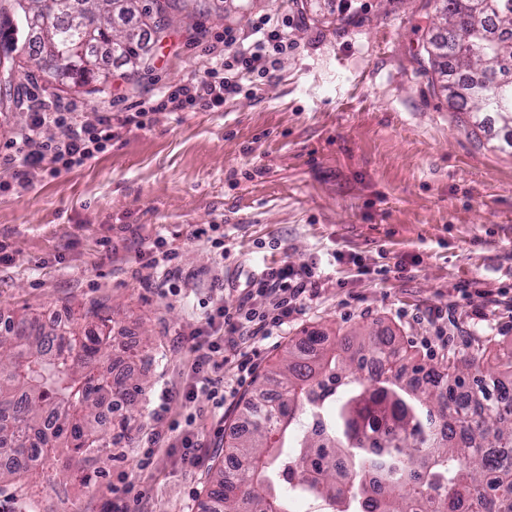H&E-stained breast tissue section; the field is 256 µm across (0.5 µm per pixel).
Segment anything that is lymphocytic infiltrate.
<instances>
[{"mask_svg":"<svg viewBox=\"0 0 512 512\" xmlns=\"http://www.w3.org/2000/svg\"><path fill=\"white\" fill-rule=\"evenodd\" d=\"M252 32L256 39L248 44L235 32L225 31V60L156 100L140 102L137 111L123 117V124L144 128L152 114L181 112L198 105L221 111L226 99L240 92L242 75L265 74L271 54L288 50V33L283 24L265 18L253 26ZM47 126L56 127L55 136L44 137ZM113 136L111 113H103L96 123L88 124L77 119L70 105H49L34 98L28 105L24 131L12 141L9 153L0 157V165L23 172L40 168L54 174L83 165L103 153ZM317 286L315 266H267L248 278L245 299L237 307L218 306L207 312L202 326L183 335L198 353L190 384L183 394L184 402H193L203 387L208 389L216 408H223L224 391L212 377L219 365L212 356L223 351L225 336L272 335L274 329L287 324L299 298L313 293Z\"/></svg>","mask_w":512,"mask_h":512,"instance_id":"1","label":"lymphocytic infiltrate"}]
</instances>
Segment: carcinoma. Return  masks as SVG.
Masks as SVG:
<instances>
[{"label": "carcinoma", "mask_w": 512, "mask_h": 512, "mask_svg": "<svg viewBox=\"0 0 512 512\" xmlns=\"http://www.w3.org/2000/svg\"><path fill=\"white\" fill-rule=\"evenodd\" d=\"M0 0V57L29 58L59 80L57 59L84 42L77 62L88 82L106 84L93 47L104 44L121 65L138 69L142 39L119 40L137 16L165 30L171 11L188 0ZM442 0L444 55L465 77L440 88L449 106L473 130L494 131L512 149V0ZM52 14L51 30H37L29 17ZM99 304L84 318L81 335L62 326L32 333L10 324L0 331V482L33 472L46 449L65 447L90 459L126 438L123 424L108 427L98 416L112 397L133 406L142 377L112 379L104 350L111 322ZM346 350L308 336L312 348L288 349L265 372L259 395L244 407L246 435L224 444L233 471L218 470L211 496L217 512H293V498H306L316 512H512V362L508 375L468 377L476 359L415 367V381L402 380L405 351L376 330L354 335ZM376 362L372 383L363 372ZM391 428L364 427L372 412Z\"/></svg>", "instance_id": "1"}]
</instances>
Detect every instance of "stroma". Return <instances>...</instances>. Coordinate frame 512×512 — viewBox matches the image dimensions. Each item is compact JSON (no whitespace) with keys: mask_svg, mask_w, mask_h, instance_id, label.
Returning a JSON list of instances; mask_svg holds the SVG:
<instances>
[{"mask_svg":"<svg viewBox=\"0 0 512 512\" xmlns=\"http://www.w3.org/2000/svg\"><path fill=\"white\" fill-rule=\"evenodd\" d=\"M321 6L316 14L299 0H190L166 36L150 40L147 68L113 67L100 91L48 87L30 64L15 76L0 153L26 122L27 97L71 105L93 124L193 79L225 29L246 36L258 18L285 16L294 44L266 77L244 78L221 111L160 112L146 128L117 127L105 153L54 176L28 171L21 185L0 169V243L12 257L0 265V316L27 311L49 323L108 301L109 358L148 374L135 407L117 408L129 419L123 447L93 463L56 449L36 475L0 483V512H99L128 484V512H207L255 381L215 354L223 408L204 390L183 407L197 354L181 335L203 322L205 304L238 306L247 277L267 265L314 262L322 280L276 335L225 337L256 375L307 334L341 343L362 325L396 336L421 365L473 357L489 374L512 358V308L500 301L512 292V153L473 136L433 85L425 45L440 24L435 0ZM208 224L224 234L223 258L192 236ZM158 234L177 253L176 298L163 271L139 258ZM219 262L222 290L211 285ZM465 282L491 304L480 310L463 298ZM442 330L452 342L427 348ZM190 413L204 446L196 462L169 429ZM154 439L161 447L142 465Z\"/></svg>","mask_w":512,"mask_h":512,"instance_id":"35a3bbf8","label":"stroma"}]
</instances>
